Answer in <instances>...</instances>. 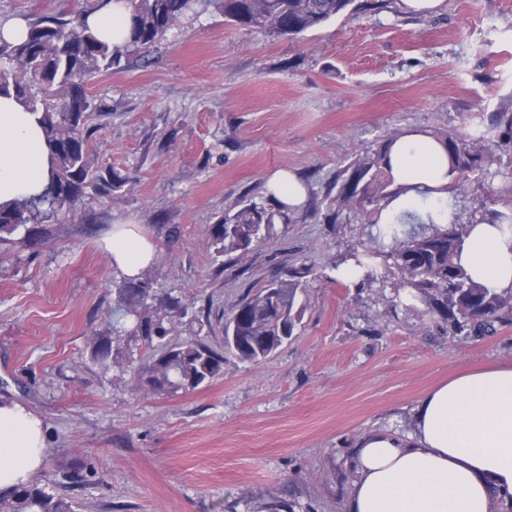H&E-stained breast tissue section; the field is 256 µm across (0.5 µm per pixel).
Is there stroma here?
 Returning a JSON list of instances; mask_svg holds the SVG:
<instances>
[{
    "mask_svg": "<svg viewBox=\"0 0 512 512\" xmlns=\"http://www.w3.org/2000/svg\"><path fill=\"white\" fill-rule=\"evenodd\" d=\"M364 2L292 38L233 26L196 0L144 56L89 81L90 162L125 185L0 244V399L43 420L34 480L75 512H344L361 435L408 433L425 390L512 364V323L452 334L407 293L337 279L331 261L369 245L377 215L322 221L338 171L392 134L474 133L512 117V0H444L430 16ZM280 169L307 185L305 206L244 256L217 260L211 225L269 204ZM119 222L155 242L153 291L180 301L171 342L222 348L248 291L304 265L292 339L258 364L226 357L220 376L172 396L137 388L142 342L94 362L123 279L99 242Z\"/></svg>",
    "mask_w": 512,
    "mask_h": 512,
    "instance_id": "stroma-1",
    "label": "stroma"
}]
</instances>
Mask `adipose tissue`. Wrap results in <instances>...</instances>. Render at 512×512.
Returning a JSON list of instances; mask_svg holds the SVG:
<instances>
[{
    "label": "adipose tissue",
    "instance_id": "adipose-tissue-1",
    "mask_svg": "<svg viewBox=\"0 0 512 512\" xmlns=\"http://www.w3.org/2000/svg\"><path fill=\"white\" fill-rule=\"evenodd\" d=\"M88 23L120 47L131 10L126 0H110ZM384 164L401 189L383 210L385 220L418 211L423 197L442 196L449 182L445 146L419 131L394 141ZM49 178L39 113L0 95V204L40 193ZM101 247L129 278L157 255L133 223L113 225ZM460 263L477 282L512 288V230L469 225ZM44 448L41 418L19 402H0V490L29 483L44 463ZM354 466L345 512H495L499 501L512 498V365L466 372L427 390L413 409L412 433L361 436Z\"/></svg>",
    "mask_w": 512,
    "mask_h": 512
}]
</instances>
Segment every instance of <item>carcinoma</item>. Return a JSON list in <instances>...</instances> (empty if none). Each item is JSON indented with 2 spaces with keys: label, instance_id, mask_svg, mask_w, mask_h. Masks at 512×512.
<instances>
[{
  "label": "carcinoma",
  "instance_id": "carcinoma-1",
  "mask_svg": "<svg viewBox=\"0 0 512 512\" xmlns=\"http://www.w3.org/2000/svg\"><path fill=\"white\" fill-rule=\"evenodd\" d=\"M194 0H127L133 26L128 44L120 49L102 40L87 23L92 10L104 7L96 0L92 9L63 10L54 15L27 17V33L19 42L0 38V94L14 93L42 123L51 153V178L45 190L11 207L0 206V242H9L28 225L44 222L55 212L73 207L94 191L112 196L123 184L112 168L94 167L89 161L93 127L92 105L86 95L88 82L97 74L122 69L131 59L159 42ZM354 0H219L224 20L234 26L260 29L277 36L296 37L317 29L350 10ZM450 159L452 195L464 193L472 177L491 187L469 220L471 224L512 225V208L501 210L500 189L492 187L502 177L512 192V172L502 170L504 153L512 150V118L507 129L495 128L466 135L439 131ZM388 147L367 150L336 177V196L323 213L326 224H339L351 212L381 211L400 190L383 160ZM288 209L245 204L211 228L218 257L245 255L269 238L275 217ZM466 224L456 212L444 224L427 212L421 217L407 212L390 224L373 245L353 255L358 264L367 259L371 269L362 282L379 281L407 290L429 315L438 316L450 329H470L475 336L512 322V288L500 290L473 281L459 262ZM308 270H292L273 279L268 287L247 294L224 322V349L190 341L171 345L173 332L166 310L178 304L167 297L156 301L147 274L117 287L112 310V335L98 336L93 359L104 364L112 359L113 344L136 339L152 348L154 356L137 370V383L153 395L172 396L194 390L224 371V355L242 362L259 363L291 338L304 316L302 297L307 293ZM0 512H73L72 502L37 483L0 491Z\"/></svg>",
  "mask_w": 512,
  "mask_h": 512
}]
</instances>
